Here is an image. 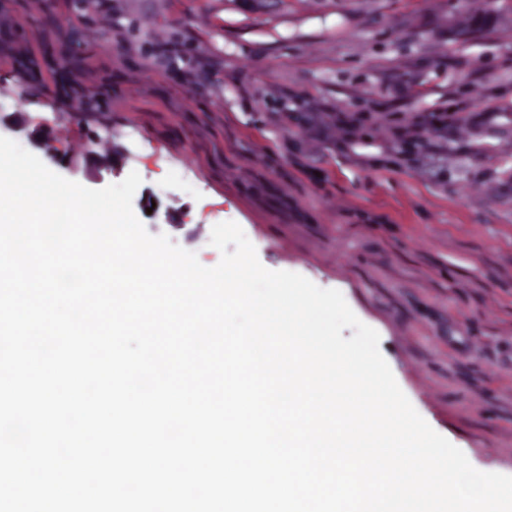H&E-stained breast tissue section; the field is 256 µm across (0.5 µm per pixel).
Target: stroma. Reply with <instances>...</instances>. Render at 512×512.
Instances as JSON below:
<instances>
[{"label": "stroma", "mask_w": 512, "mask_h": 512, "mask_svg": "<svg viewBox=\"0 0 512 512\" xmlns=\"http://www.w3.org/2000/svg\"><path fill=\"white\" fill-rule=\"evenodd\" d=\"M3 24L44 82L0 55V107L53 131L49 169L92 189L138 172L145 229L206 267L212 227L238 223L264 267L343 294L476 469L512 475V0H0ZM72 70L85 104L54 92ZM454 101L460 122L398 160L388 119ZM336 111L373 126L345 145ZM92 134L117 168L87 158Z\"/></svg>", "instance_id": "35a3bbf8"}]
</instances>
